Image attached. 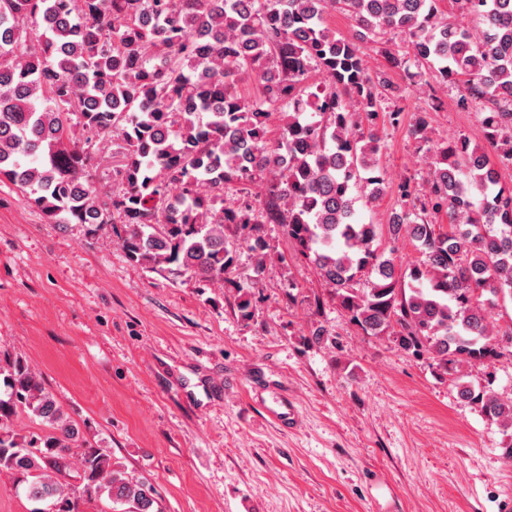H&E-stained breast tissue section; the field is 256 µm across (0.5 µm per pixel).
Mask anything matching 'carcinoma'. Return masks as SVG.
Here are the masks:
<instances>
[{"label": "carcinoma", "instance_id": "obj_1", "mask_svg": "<svg viewBox=\"0 0 512 512\" xmlns=\"http://www.w3.org/2000/svg\"><path fill=\"white\" fill-rule=\"evenodd\" d=\"M0 0V182L26 195L50 224L119 229L129 260L240 293L246 247L263 273L257 224H280L296 257L335 290L336 309L443 373L499 356L488 316L512 297V0ZM356 23L338 36L325 15ZM414 76L433 74L463 106L483 111L485 144L431 137L422 112L408 135L428 144L422 186L388 224L422 259L403 266L380 225L357 216L385 178L380 128L398 127L395 89L366 66L368 43ZM319 73L324 82L313 83ZM256 93L244 97L240 84ZM279 134L269 135L272 115ZM121 141L113 187L100 191L95 149ZM233 187L238 199H224ZM448 218L444 232L432 222ZM0 474L17 478L31 512H79L106 497L126 512H164L153 486L102 448L75 446L80 429L21 358L0 365ZM460 395L512 430V402L485 386ZM19 412L41 430L10 427Z\"/></svg>", "mask_w": 512, "mask_h": 512}]
</instances>
